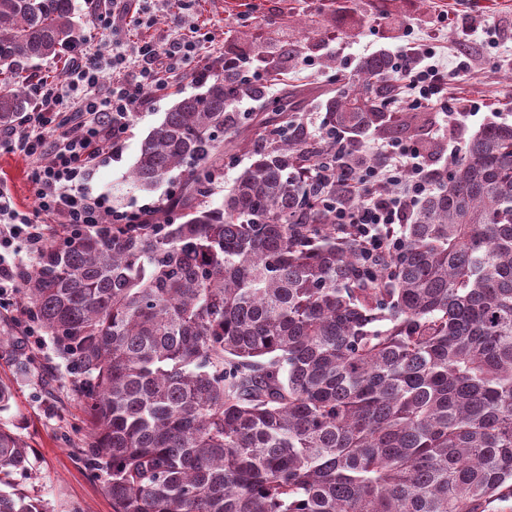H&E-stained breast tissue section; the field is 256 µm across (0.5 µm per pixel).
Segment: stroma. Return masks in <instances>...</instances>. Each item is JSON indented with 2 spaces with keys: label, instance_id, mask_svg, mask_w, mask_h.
I'll return each instance as SVG.
<instances>
[{
  "label": "stroma",
  "instance_id": "obj_1",
  "mask_svg": "<svg viewBox=\"0 0 512 512\" xmlns=\"http://www.w3.org/2000/svg\"><path fill=\"white\" fill-rule=\"evenodd\" d=\"M396 15L372 14L367 0H349L357 29L338 19L334 0H195L183 21L215 36L214 49L203 52L194 67L214 70L217 56L228 54L258 66L259 56H276L281 47L295 46L301 59L314 63L313 72L292 61L287 84L265 83L264 100L289 98L295 111L319 125L333 90L350 82L359 61L434 31L441 46H461L467 67L454 70L448 95L476 102L455 131L443 128L441 114L425 126L424 140L442 144L430 156L433 167L449 165L445 144L463 149L483 127L512 125V0H393ZM200 83L184 79L172 92L157 94L134 112L123 153L103 163L88 184L89 192L106 194L111 206L135 210L156 202L186 183L177 171L155 190L136 188L130 178L140 142L157 127L177 96L201 92ZM31 162L24 154L0 150V185L6 186L18 209L34 204L29 179ZM72 371L59 358L49 336L31 328L22 294L0 306V381L11 384L14 402L0 413V423L19 434L32 450L28 474L17 476L19 492L41 499L48 512H112V502L99 476L81 461L87 419L81 401L70 391Z\"/></svg>",
  "mask_w": 512,
  "mask_h": 512
}]
</instances>
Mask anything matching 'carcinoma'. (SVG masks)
<instances>
[{"label": "carcinoma", "mask_w": 512, "mask_h": 512, "mask_svg": "<svg viewBox=\"0 0 512 512\" xmlns=\"http://www.w3.org/2000/svg\"><path fill=\"white\" fill-rule=\"evenodd\" d=\"M73 0H0V126L29 108L23 60L58 57ZM387 54L328 98L352 174L368 134L418 136L393 112ZM215 74L141 142L132 181L190 167L173 213L49 241L17 273L30 317L73 369L83 462L113 512H500L512 501V126L432 172L435 190L374 261L325 202L352 205L336 139L309 141L288 102L209 202L233 104ZM26 443L0 424V512H47L14 489Z\"/></svg>", "instance_id": "cac0c4a2"}]
</instances>
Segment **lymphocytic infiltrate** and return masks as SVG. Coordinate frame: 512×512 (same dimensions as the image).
<instances>
[{
    "mask_svg": "<svg viewBox=\"0 0 512 512\" xmlns=\"http://www.w3.org/2000/svg\"><path fill=\"white\" fill-rule=\"evenodd\" d=\"M96 22L113 28L117 19L127 25L152 23L148 0H103ZM432 33L402 53L397 84L400 104L412 109H438L455 116L445 86L448 71L432 45ZM198 31L177 34L169 43L133 41L131 48L113 43L111 48L74 50L62 77L40 78L31 83L30 111L21 124L26 134L14 139L0 130V149L24 153L33 161L30 180L35 189L33 210H18L7 189L0 187V296L17 287V261L8 253L38 254L46 243L36 224L39 216L51 217L64 227L88 224H132L143 211L115 210L105 195L87 190L100 163L118 155L130 128L131 116L147 104L151 93L172 81L188 77L203 49ZM382 167L365 171L352 180L349 190L361 195L356 207L336 214L340 224L351 225L368 255L380 254L392 239L396 225L407 223L417 202L432 188L431 169L413 144H391L383 151Z\"/></svg>",
    "mask_w": 512,
    "mask_h": 512,
    "instance_id": "1",
    "label": "lymphocytic infiltrate"
}]
</instances>
